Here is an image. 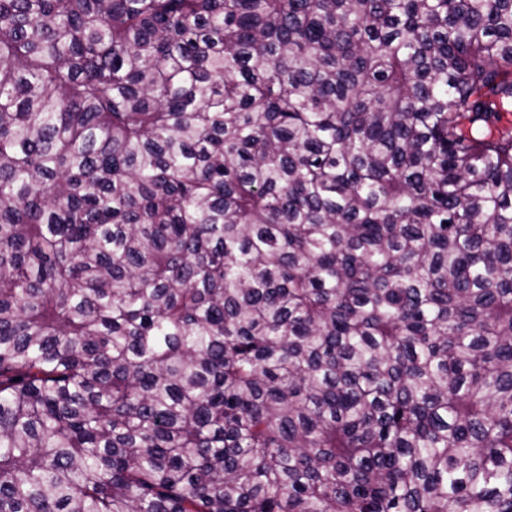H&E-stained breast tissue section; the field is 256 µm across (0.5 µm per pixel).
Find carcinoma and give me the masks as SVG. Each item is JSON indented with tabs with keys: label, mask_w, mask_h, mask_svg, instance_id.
Here are the masks:
<instances>
[{
	"label": "carcinoma",
	"mask_w": 512,
	"mask_h": 512,
	"mask_svg": "<svg viewBox=\"0 0 512 512\" xmlns=\"http://www.w3.org/2000/svg\"><path fill=\"white\" fill-rule=\"evenodd\" d=\"M512 0H0V512H512Z\"/></svg>",
	"instance_id": "carcinoma-1"
}]
</instances>
